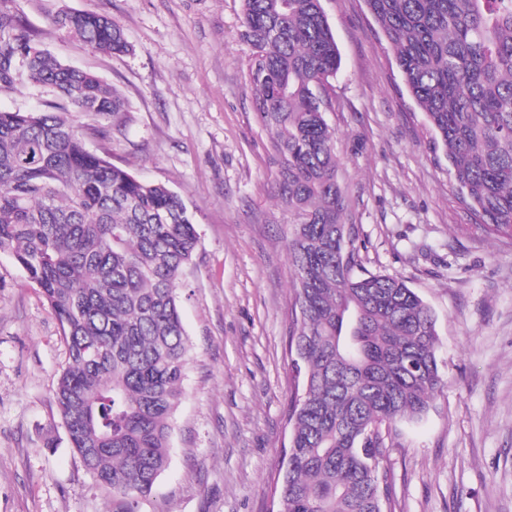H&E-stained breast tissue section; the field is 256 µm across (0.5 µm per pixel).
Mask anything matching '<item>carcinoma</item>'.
I'll list each match as a JSON object with an SVG mask.
<instances>
[{
	"label": "carcinoma",
	"mask_w": 512,
	"mask_h": 512,
	"mask_svg": "<svg viewBox=\"0 0 512 512\" xmlns=\"http://www.w3.org/2000/svg\"><path fill=\"white\" fill-rule=\"evenodd\" d=\"M366 3L470 219L512 241V0ZM54 24L103 53L132 50L106 15L64 12ZM241 39L279 200L294 219L289 463L275 492L282 512H384L382 426L423 417L444 383L435 319L403 279L356 259L326 119L341 55L321 0H243ZM24 78L53 99L0 110V251L59 322L67 361L54 396L72 448L111 491L110 512H139L168 464L184 395L179 289L198 233L175 191L87 147L89 134L124 135L126 100L0 13V90ZM77 114L112 126H83Z\"/></svg>",
	"instance_id": "obj_1"
}]
</instances>
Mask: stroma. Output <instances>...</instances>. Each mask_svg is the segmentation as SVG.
I'll return each mask as SVG.
<instances>
[{
    "mask_svg": "<svg viewBox=\"0 0 512 512\" xmlns=\"http://www.w3.org/2000/svg\"><path fill=\"white\" fill-rule=\"evenodd\" d=\"M341 66L330 80L338 180L372 272L430 307L445 384L393 427L388 512H512V244L470 226L443 152L365 0H321ZM112 17L132 52L57 28L64 11ZM241 0H0L41 48L117 88L124 136L90 150L178 192L199 244L182 276L192 343L171 453L140 512H278L288 452L291 321L286 242L268 134L253 111ZM65 362L39 288L0 251V512H106L111 497L72 450L53 401Z\"/></svg>",
    "mask_w": 512,
    "mask_h": 512,
    "instance_id": "35a3bbf8",
    "label": "stroma"
}]
</instances>
